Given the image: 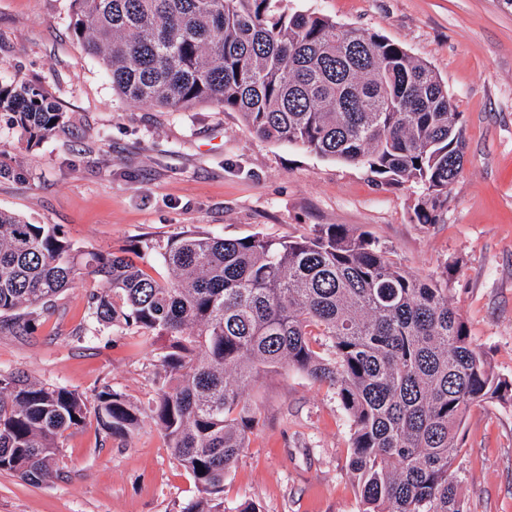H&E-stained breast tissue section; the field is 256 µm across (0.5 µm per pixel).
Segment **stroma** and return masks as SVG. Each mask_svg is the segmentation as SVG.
Here are the masks:
<instances>
[{
    "instance_id": "stroma-1",
    "label": "stroma",
    "mask_w": 512,
    "mask_h": 512,
    "mask_svg": "<svg viewBox=\"0 0 512 512\" xmlns=\"http://www.w3.org/2000/svg\"><path fill=\"white\" fill-rule=\"evenodd\" d=\"M384 35L435 69L465 129L447 221L419 224L417 186L385 185L361 165L261 140L239 113L167 112L124 102L72 30V0H0V80L42 89L65 116L48 138L0 120V210L61 225L86 250L127 248L203 228L224 238L312 235L320 224L369 233L427 277L453 265L448 299L493 374L512 381V7L504 0H280ZM84 277L26 332L0 330V370L87 399L114 390L141 408L128 437L95 418L66 433L59 475L34 485L0 471V512H182L198 496L149 407L164 340L98 325ZM257 422L224 481V502L261 512H360L350 430L335 390L289 367L247 390ZM455 465L467 512H512V404L475 403Z\"/></svg>"
}]
</instances>
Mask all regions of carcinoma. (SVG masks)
Returning <instances> with one entry per match:
<instances>
[{
  "instance_id": "1",
  "label": "carcinoma",
  "mask_w": 512,
  "mask_h": 512,
  "mask_svg": "<svg viewBox=\"0 0 512 512\" xmlns=\"http://www.w3.org/2000/svg\"><path fill=\"white\" fill-rule=\"evenodd\" d=\"M75 35L126 102L170 112L211 103L256 136L361 164L380 182L414 183L420 224H443L466 147L435 70L377 33L279 0H73ZM0 112L30 137L64 113L24 81L0 83ZM169 272L163 282L150 260ZM446 265L421 278L364 232L320 224L309 236L226 239L193 230L120 252L83 250L57 224L0 211V318L11 328L93 276L91 316L168 338L152 418L199 497L182 512L224 507V480L254 418L245 388L291 366L327 382L348 414L350 468L362 512H466L448 472L475 402L512 403L448 300ZM94 414L109 435L139 425L120 393L94 409L65 387L0 371V470L30 482L58 475L60 440Z\"/></svg>"
}]
</instances>
